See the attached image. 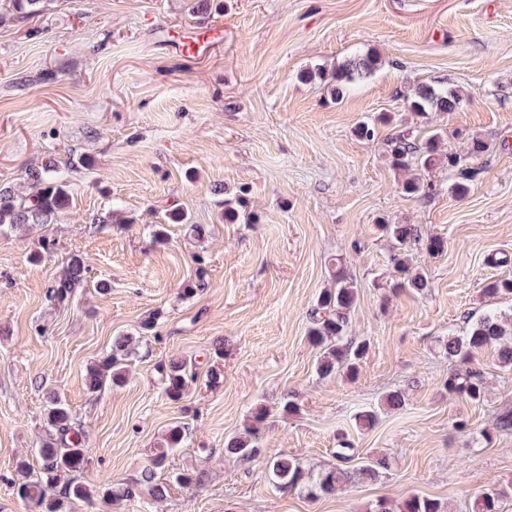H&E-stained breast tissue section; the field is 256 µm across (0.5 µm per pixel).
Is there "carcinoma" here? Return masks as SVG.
Instances as JSON below:
<instances>
[{
	"mask_svg": "<svg viewBox=\"0 0 512 512\" xmlns=\"http://www.w3.org/2000/svg\"><path fill=\"white\" fill-rule=\"evenodd\" d=\"M13 11L27 16L41 13L47 0H8ZM380 66V58L374 51H367L339 62L331 71L317 67L302 72L307 81L329 80L331 95L341 99L351 85L371 76ZM462 101V94L456 89H448L430 84L416 86L409 110L417 116L428 112H454ZM439 136L434 134L418 145L413 133L405 129L391 138L389 156L391 165L399 170L420 167L431 169L440 164L448 166V174L453 178L451 191L462 197L481 173V168L472 165L484 153V143L474 138L467 144L468 158L453 153L438 152ZM55 164L32 168L27 173L28 186L24 190L11 187L0 189V230L24 225L50 224L59 211L69 205L66 185L49 177ZM380 230L392 237L402 249L393 255L400 278L392 285V291H411L422 294L429 288V279L421 271H411L407 254L403 250L421 242L418 229L413 224H381ZM87 268L83 261L72 258L62 273L48 289L49 299L59 305L65 303L79 289L86 286ZM490 297H512V277L490 283L485 288ZM359 291L341 268H336L334 285L324 289L316 305L311 310L309 339L319 348L316 373L322 378L343 373L353 377L357 374L359 361L367 352V343L356 341L347 335L349 315L356 305ZM133 337L121 335L112 343V353L104 357L87 372L88 387L93 392L112 385H120L125 380V360L131 353ZM496 346L500 366L512 368V319H505L497 311L490 309L469 323L462 335L451 333L438 340V349L448 359L459 364L448 375L445 387L448 393L462 396L475 404L484 400L486 391L485 375L471 367L477 352L488 346ZM161 385L165 397L176 402L183 397L187 387L195 380L196 370L184 360L171 361L160 368ZM267 416V410L260 408L254 412L252 424L244 432L225 440L224 450L242 461L256 456V436L258 427ZM47 425L53 437L42 442L38 453L43 461V471L33 477L27 471V464L20 463L21 481L18 494L31 512H67V506L75 500L89 496L88 488L75 481L66 484L63 491L53 494L55 484L66 472L78 471L84 462V448L79 426L73 422L68 405L53 397L46 412ZM349 447L336 451L338 464L318 474L304 469L295 458L276 457L268 462L271 483L281 491L296 489L307 491L316 497L331 494L338 488L362 479H377L389 466L386 456H369L358 466H350ZM507 495L502 487H490L483 491L474 502L473 512H500V502ZM399 512H447L442 503L433 498L412 494L400 506Z\"/></svg>",
	"mask_w": 512,
	"mask_h": 512,
	"instance_id": "cac0c4a2",
	"label": "carcinoma"
}]
</instances>
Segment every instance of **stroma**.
Wrapping results in <instances>:
<instances>
[{
  "label": "stroma",
  "instance_id": "35a3bbf8",
  "mask_svg": "<svg viewBox=\"0 0 512 512\" xmlns=\"http://www.w3.org/2000/svg\"><path fill=\"white\" fill-rule=\"evenodd\" d=\"M194 2L48 0L0 21V187L52 161L70 196L53 223L0 232V512H27L17 463L40 473L54 396L83 436L73 478L91 497L71 512H371L411 494L471 512L480 490L512 483V431L497 427L512 370L478 352L487 391L473 404L448 395L455 364L437 344L488 306L512 315V299L484 293L512 277V0H211L203 14ZM370 49L380 68L343 100L300 77ZM420 83L462 90L459 108L412 114ZM367 120L369 141L355 132ZM409 127L458 154L484 142L465 198L442 165L420 174L429 196L401 195L387 142ZM228 198L244 202L231 222ZM384 221L445 240L435 256L410 250L425 293L390 295ZM75 256L87 286L55 305L47 290ZM200 265L206 286L186 297ZM338 266L359 286L348 331L370 342L353 380L319 378L308 339ZM120 334L135 339L126 384L89 391L88 366ZM172 359L199 373L176 403L158 373ZM392 390L401 409L380 404ZM260 407L256 457H226ZM368 409L377 423L357 427ZM176 425L186 438L156 471L158 499L140 478ZM342 435L355 460L386 456L385 474L317 498L272 487L270 458L325 470ZM132 483L138 498L104 502L106 486Z\"/></svg>",
  "mask_w": 512,
  "mask_h": 512
}]
</instances>
